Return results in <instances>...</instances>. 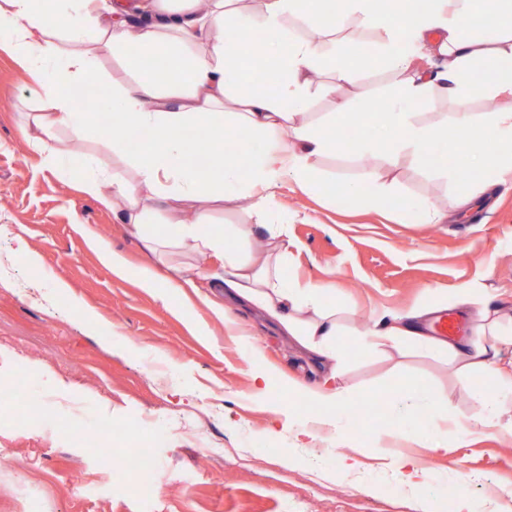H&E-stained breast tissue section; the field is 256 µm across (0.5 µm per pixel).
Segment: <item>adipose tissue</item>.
Instances as JSON below:
<instances>
[{"label":"adipose tissue","instance_id":"obj_1","mask_svg":"<svg viewBox=\"0 0 512 512\" xmlns=\"http://www.w3.org/2000/svg\"><path fill=\"white\" fill-rule=\"evenodd\" d=\"M478 1L392 0L385 9L378 0H325L326 15L335 22L385 28L384 62L404 79L386 99L383 113L373 112L369 101L358 112L341 104L326 123L294 126L288 137L281 132L283 122L307 108L315 75L328 70L344 82L358 63L353 54L325 52L319 39L293 35L291 22L301 16L302 0H262L257 16L241 11L237 0H141L137 10L143 23L136 28L124 19L123 0H0V39L33 82L37 109L27 113L21 130L53 166L66 155L61 132H80L89 125L73 97L74 87L94 70V58L83 48L87 37H94L103 53L117 55L135 45L137 54L128 62L132 80L99 103L112 115L111 149L122 164L86 175L83 193L98 199L103 188H110L112 201L123 206V223L137 232L154 207L170 212L180 226V242L190 243L201 257L224 255V275L196 270L200 287L223 289L256 306L336 374L344 368L338 314L324 306V285L283 275L289 242L286 228L273 219L275 190L286 179L313 189L315 159L336 151L338 131L346 125L360 132L359 152L383 153L393 160L407 154L427 162L443 134L420 123L413 108L433 92L455 102L453 123L463 132L448 144L455 158L452 175H468L460 184V207L503 184L505 175H512V111L493 113L481 122L468 104L475 96L512 94V0H486L482 13ZM256 25L266 35L260 53L275 62L268 92L253 85L240 54L241 40ZM418 51L441 55V70L415 72ZM239 126L262 138L264 151L254 152L244 141L230 142L220 165L197 163V156L229 142V133ZM127 129L152 133L147 150L126 155ZM192 130L197 133L193 139L188 136ZM243 196L251 197L258 224L269 235L263 256L227 245L232 237L249 240L253 225H237L227 236L207 227L206 212H199L193 224L180 218L183 203L232 202ZM424 315L420 308L373 315L362 344L407 343L425 354L444 353L459 371L495 382L493 394L483 397L482 412L472 417L453 416L444 391L415 383L399 389L409 410L429 413L423 435L438 451L442 420L453 419L467 434L495 427L500 412L512 406V326L504 323L499 309L486 306L476 314L472 338L451 344L419 330ZM296 391L301 400L323 410L303 423L304 435L313 437L325 428L346 430L349 399L344 387L300 384Z\"/></svg>","mask_w":512,"mask_h":512}]
</instances>
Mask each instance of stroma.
Segmentation results:
<instances>
[{"label": "stroma", "instance_id": "obj_1", "mask_svg": "<svg viewBox=\"0 0 512 512\" xmlns=\"http://www.w3.org/2000/svg\"><path fill=\"white\" fill-rule=\"evenodd\" d=\"M301 29L329 52L354 50L365 37L380 53L388 41L382 29L328 28L313 19ZM131 78L123 57L101 55L83 87L103 99ZM401 80L388 68L356 67L337 92L316 94L303 119L322 123L339 102L388 96ZM34 109L28 73L0 50V270L10 273L0 283V389L27 390L40 401L35 412L0 402V454L27 463L22 470L0 466V512H422L426 503L432 512H461L462 500L490 498L512 512V416L464 437L448 431L439 453L391 435L402 382L446 390L456 413L471 416L481 409L474 378L443 359L363 349L357 337L373 313L422 304L445 307L458 337L471 335L473 314L456 304L464 286L474 300L512 308L511 184L464 210L442 162L404 155L393 163L380 155L367 170L346 134L335 154L315 160L313 191L280 185L276 202L291 241L286 272L328 286V304L340 309L341 383L360 415L343 438L322 431L299 440L294 425L318 410L294 396L291 382L319 383L326 367L256 309L237 312L248 332L243 340L229 335L193 289L165 305L136 276L113 275L85 231L109 241L131 268L149 256L110 204L81 190L88 159L117 164L105 147L109 136L96 125L65 134L69 159L47 166L19 127L21 113ZM371 172L392 194V208L345 203L342 187ZM421 203L445 221L423 223ZM209 217L216 228L255 225L248 246L266 250L249 200L214 204ZM22 241L40 255V269L19 253ZM60 281L65 289H57ZM81 310L97 314L100 330L78 319ZM248 344L276 374L263 403L247 397ZM145 447L155 467L127 466L132 449ZM390 448L429 469L416 492L387 471ZM343 455L355 459L356 473L339 471ZM145 485L159 489L155 500L141 496Z\"/></svg>", "mask_w": 512, "mask_h": 512}]
</instances>
